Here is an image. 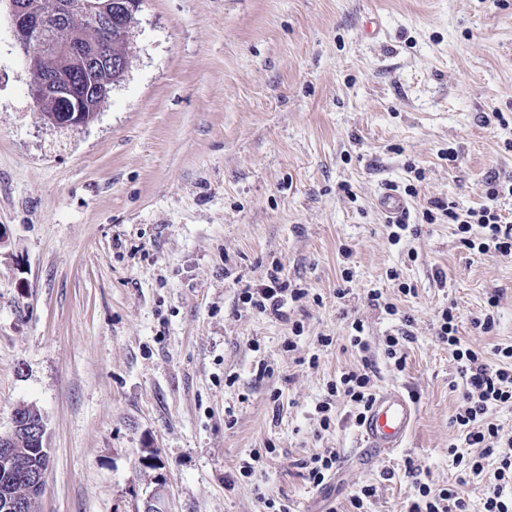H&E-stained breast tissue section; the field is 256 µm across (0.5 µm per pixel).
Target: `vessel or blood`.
I'll list each match as a JSON object with an SVG mask.
<instances>
[{
    "instance_id": "vessel-or-blood-1",
    "label": "vessel or blood",
    "mask_w": 512,
    "mask_h": 512,
    "mask_svg": "<svg viewBox=\"0 0 512 512\" xmlns=\"http://www.w3.org/2000/svg\"><path fill=\"white\" fill-rule=\"evenodd\" d=\"M416 418L413 400L396 387L377 391L359 424L367 459L386 456L403 448Z\"/></svg>"
}]
</instances>
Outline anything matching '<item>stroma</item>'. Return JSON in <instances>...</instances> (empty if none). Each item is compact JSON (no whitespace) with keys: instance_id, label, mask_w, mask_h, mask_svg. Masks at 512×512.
<instances>
[{"instance_id":"1","label":"stroma","mask_w":512,"mask_h":512,"mask_svg":"<svg viewBox=\"0 0 512 512\" xmlns=\"http://www.w3.org/2000/svg\"><path fill=\"white\" fill-rule=\"evenodd\" d=\"M509 142L512 0H143L127 71L75 128L35 106L0 0V433L21 405L45 419L38 512H142L159 486L165 512H353L366 485L372 512H404L413 479L455 482L437 315L455 305L474 349L512 343V258L422 213L484 204L490 176H512ZM408 186L395 244L376 200ZM276 263L307 291L281 318L239 299ZM407 317L398 369L384 340ZM355 320L374 388L418 406L370 466L355 407L327 429L315 412L362 367ZM327 448L339 466L318 488L302 463Z\"/></svg>"}]
</instances>
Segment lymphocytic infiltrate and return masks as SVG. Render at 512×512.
Segmentation results:
<instances>
[{"label":"lymphocytic infiltrate","mask_w":512,"mask_h":512,"mask_svg":"<svg viewBox=\"0 0 512 512\" xmlns=\"http://www.w3.org/2000/svg\"><path fill=\"white\" fill-rule=\"evenodd\" d=\"M512 198V181L490 180L487 202L479 208L459 213L451 202H434L422 214L426 223H433L436 214L447 216L455 224L458 235L464 236L468 249L478 253L512 257V223L500 212V199ZM480 225L482 235L470 239L472 225ZM301 289L288 288L278 272H271L258 288H247L241 293L244 303L258 312L282 316L288 299L300 298ZM455 306L441 310L435 337L448 346L456 364L457 379L451 382V391L459 393L461 403L451 417V424L459 434V445L451 446L449 453L454 465L473 477L483 478L480 504L482 512H512V440H502L500 427L492 422L489 412L501 405L512 404V345L494 350L496 363H489L483 354L466 344L458 335ZM371 364L358 371L342 373L328 390V401L318 407L322 427H329L331 398H346L356 408L366 409L373 393ZM498 459L493 473H486L487 459ZM407 512H470V502L453 488H435L431 484L414 481L407 499Z\"/></svg>","instance_id":"lymphocytic-infiltrate-1"}]
</instances>
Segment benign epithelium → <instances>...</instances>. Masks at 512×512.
<instances>
[{
	"instance_id": "7a95c632",
	"label": "benign epithelium",
	"mask_w": 512,
	"mask_h": 512,
	"mask_svg": "<svg viewBox=\"0 0 512 512\" xmlns=\"http://www.w3.org/2000/svg\"><path fill=\"white\" fill-rule=\"evenodd\" d=\"M16 44L28 64L33 99L38 106L60 104L68 101V109L54 110L44 115L45 121L56 127L86 126L91 119L87 112L98 108L90 106L88 100L76 98L70 90L80 86V79L88 72L112 66V54L100 53L86 56L79 45L63 38L51 42L43 40V31L48 26V16L33 9L26 0H7ZM83 9L92 25L112 37V0H85ZM52 57L57 64L43 67L46 58ZM27 422L19 423L20 416L12 419L11 430L0 434V464L20 466L23 456L41 459V465L30 469L22 481L0 496L4 512H32L43 493L45 476L49 466V448L46 446V423L41 412L26 406ZM35 444L28 448L26 444Z\"/></svg>"
}]
</instances>
